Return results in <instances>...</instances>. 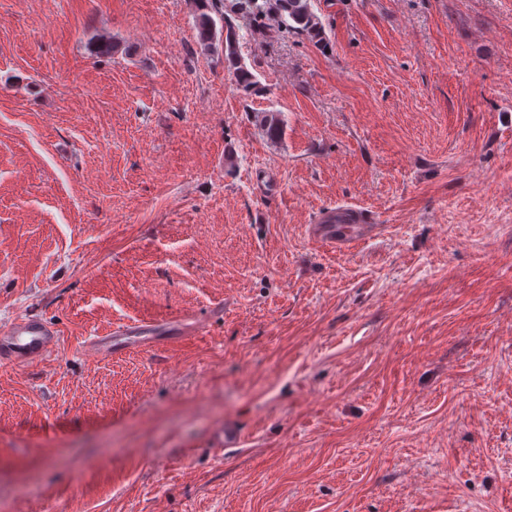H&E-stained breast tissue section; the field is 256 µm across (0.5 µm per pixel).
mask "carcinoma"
<instances>
[{
	"label": "carcinoma",
	"mask_w": 512,
	"mask_h": 512,
	"mask_svg": "<svg viewBox=\"0 0 512 512\" xmlns=\"http://www.w3.org/2000/svg\"><path fill=\"white\" fill-rule=\"evenodd\" d=\"M194 3L200 43L209 48L217 41L224 44V69L232 75L236 89L245 98L263 93L265 88L239 53V42L244 36L229 14L249 19L246 32L252 36L260 24L271 20L277 28L298 32L314 45L327 49L324 25L313 11L311 0H232L228 13L224 12V0H194ZM257 122L270 140L282 138L284 127L278 113L264 112Z\"/></svg>",
	"instance_id": "cac0c4a2"
}]
</instances>
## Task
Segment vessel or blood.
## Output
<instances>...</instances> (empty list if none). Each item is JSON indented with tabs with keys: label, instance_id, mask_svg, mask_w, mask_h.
<instances>
[{
	"label": "vessel or blood",
	"instance_id": "obj_1",
	"mask_svg": "<svg viewBox=\"0 0 512 512\" xmlns=\"http://www.w3.org/2000/svg\"><path fill=\"white\" fill-rule=\"evenodd\" d=\"M373 213L364 208L339 205L322 213L311 225V237L328 247L350 245L366 240L376 231ZM178 337L184 334L182 323L128 322L113 326L90 339L101 354H121L132 346H150L160 333ZM61 331L57 324L42 317L25 316L0 327V365L33 368L43 363L59 346Z\"/></svg>",
	"mask_w": 512,
	"mask_h": 512
}]
</instances>
